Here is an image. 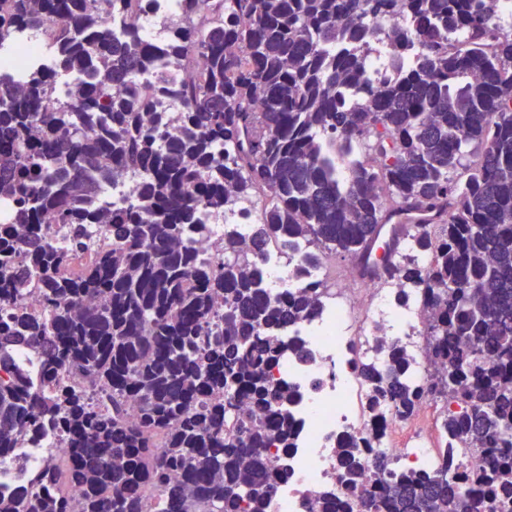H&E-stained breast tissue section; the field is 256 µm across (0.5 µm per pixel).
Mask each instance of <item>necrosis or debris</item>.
I'll list each match as a JSON object with an SVG mask.
<instances>
[{
	"label": "necrosis or debris",
	"mask_w": 512,
	"mask_h": 512,
	"mask_svg": "<svg viewBox=\"0 0 512 512\" xmlns=\"http://www.w3.org/2000/svg\"><path fill=\"white\" fill-rule=\"evenodd\" d=\"M179 19V0H151L146 10L115 13L104 18L102 25L116 36L130 31L141 44L158 46L167 28ZM53 27L48 21L39 33L20 31L8 51V63H0V95L24 90L25 76L32 69H54ZM258 217L259 207L254 203L205 210L204 223L191 234L189 244L202 261L222 264L225 231L249 240ZM300 259V253L278 242L268 246L261 262L272 292H294L313 284L320 287L316 314L297 328L307 344L308 359H284L272 373L273 380L288 382L298 395L293 408L297 434L295 448L284 459L288 478L267 503L266 512H309L310 503L325 492L345 499L347 490L337 480L336 446L348 435L359 439L368 464L376 455L386 454L406 472L433 475L443 467L452 473L480 468L479 456L437 445L433 422L416 426L411 419L388 412L375 418L367 408L368 388L357 366L363 360L385 361L376 346L379 331H389L418 378L434 372L424 329L428 310L422 300L396 306V286L359 287L352 271L337 287H325L323 267L301 266ZM50 457H68L64 436L51 427L28 435L17 447L0 450V495L25 496L33 487V475Z\"/></svg>",
	"instance_id": "1"
}]
</instances>
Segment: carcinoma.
<instances>
[{
    "mask_svg": "<svg viewBox=\"0 0 512 512\" xmlns=\"http://www.w3.org/2000/svg\"><path fill=\"white\" fill-rule=\"evenodd\" d=\"M142 0H0V47L40 20L56 23L57 65L82 76L53 96L34 72L21 95L0 98V302L37 274L49 325L13 304L0 337L44 346L49 394L16 374L0 340V449L45 423L66 438L23 499L0 512H265L287 479L293 447L288 384L271 379L293 350L288 327L317 311L310 286L272 294L259 256L280 239L305 241L304 261L326 253L362 262L390 209L419 210L384 252V281L418 288L435 372L420 380L394 341L386 367L365 363L368 408L404 419L423 399L462 411L441 422L448 447L484 457L472 473H404L391 457L364 463L356 440L338 443L342 512H504L512 501V28L494 24L497 0H181L182 23L163 50L95 22ZM385 37L397 76L374 81L364 54L369 21ZM461 32L465 41L448 42ZM154 71L146 92L128 80ZM183 103L181 129L155 96ZM374 154L373 166L365 156ZM140 171L135 203L96 204L98 182ZM252 199L253 247L224 233L220 267L200 263L187 235L204 208ZM67 224L69 248L50 242L46 217ZM112 229L89 252L84 226ZM429 261L422 263L419 255ZM78 367L111 392L112 410L57 384ZM139 405L131 424L128 399ZM77 484L74 503L67 487Z\"/></svg>",
    "mask_w": 512,
    "mask_h": 512,
    "instance_id": "obj_1",
    "label": "carcinoma"
}]
</instances>
